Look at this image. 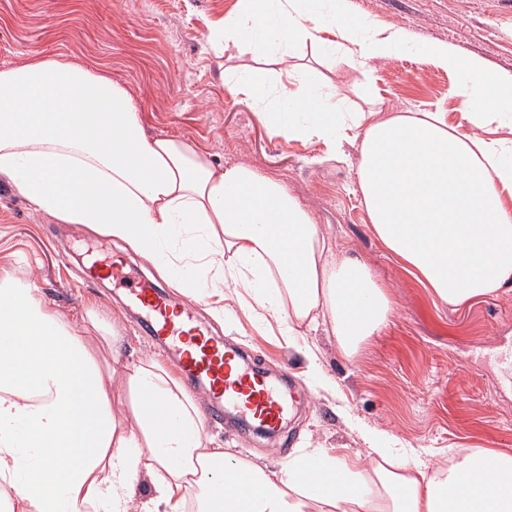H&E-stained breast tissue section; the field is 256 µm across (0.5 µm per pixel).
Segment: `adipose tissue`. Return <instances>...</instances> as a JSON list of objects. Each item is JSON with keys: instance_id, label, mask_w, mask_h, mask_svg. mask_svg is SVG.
Returning <instances> with one entry per match:
<instances>
[{"instance_id": "obj_1", "label": "adipose tissue", "mask_w": 512, "mask_h": 512, "mask_svg": "<svg viewBox=\"0 0 512 512\" xmlns=\"http://www.w3.org/2000/svg\"><path fill=\"white\" fill-rule=\"evenodd\" d=\"M338 41L323 39V32ZM365 68L415 50L456 74L461 120L447 113L351 112L315 78L295 80L297 50ZM224 45L273 57L277 85L237 66L230 88L272 99L273 135L358 141L357 185L375 236L441 303L512 290V75L401 25L351 14L346 0H237ZM37 210L127 245L162 275L177 265L243 298L251 317L294 340L328 322L345 354L393 306L369 268L337 250L279 178L215 165L173 136L148 138L129 91L91 64L30 56L0 68V179ZM78 320L0 274V487L20 512H512V455L460 449L427 468L365 436V455L322 448L269 471L209 447L204 421L154 361L96 360ZM127 411L114 410L115 376ZM153 495L140 501V478ZM214 483L225 492L210 493Z\"/></svg>"}]
</instances>
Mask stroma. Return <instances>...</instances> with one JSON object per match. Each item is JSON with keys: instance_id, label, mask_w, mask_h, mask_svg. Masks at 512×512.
Wrapping results in <instances>:
<instances>
[{"instance_id": "stroma-1", "label": "stroma", "mask_w": 512, "mask_h": 512, "mask_svg": "<svg viewBox=\"0 0 512 512\" xmlns=\"http://www.w3.org/2000/svg\"><path fill=\"white\" fill-rule=\"evenodd\" d=\"M236 0H0V67L41 54L93 63L129 90L148 136H178L206 149L215 164L246 163L286 183L338 248L364 262L388 287L393 313L386 328L354 355L324 328L302 341L325 373L314 376L306 358L277 326L248 318L233 293L224 318L206 302L200 319L216 335L240 343L272 378L288 376L304 397L287 421L295 449L364 450L363 433L381 447L414 453L430 466L455 449L512 454V291L453 309L435 300L401 260L373 234L358 191L354 146L335 159L321 141L272 136L262 109L230 91L224 70L240 65L224 50V16ZM349 11L375 25L404 26L414 42L439 40L460 54L512 73V0H347ZM303 60L316 77L345 94L351 107L381 102L384 110L447 112L461 119L455 75L414 53L375 64L367 73L312 47ZM123 255L132 274L152 266L121 242L81 224H65L34 210L0 182V266L63 319L84 318L91 349L118 329L124 360L158 359L119 289L85 278L91 256ZM211 447L276 470L286 462L274 439L205 425Z\"/></svg>"}]
</instances>
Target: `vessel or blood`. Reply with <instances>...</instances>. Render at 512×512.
<instances>
[{"instance_id":"vessel-or-blood-1","label":"vessel or blood","mask_w":512,"mask_h":512,"mask_svg":"<svg viewBox=\"0 0 512 512\" xmlns=\"http://www.w3.org/2000/svg\"><path fill=\"white\" fill-rule=\"evenodd\" d=\"M91 269L95 276L126 282V298L142 315V331L205 395L207 422H223L225 413L233 412L268 435L281 431L293 408L292 395L252 367L242 348L210 334L192 303H172L165 289L149 281L127 282L116 260H93Z\"/></svg>"}]
</instances>
